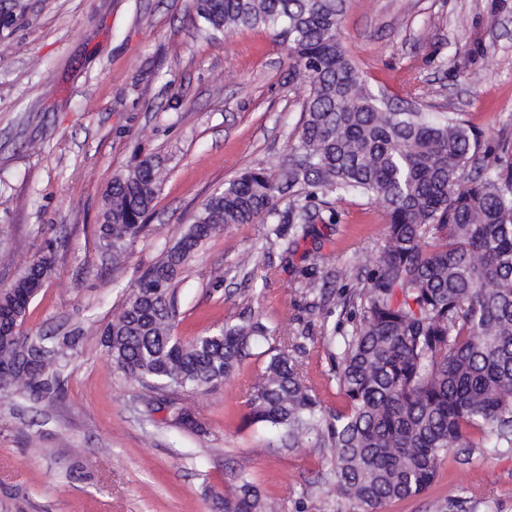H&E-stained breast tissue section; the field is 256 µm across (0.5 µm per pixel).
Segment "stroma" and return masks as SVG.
Wrapping results in <instances>:
<instances>
[{"label": "stroma", "instance_id": "obj_1", "mask_svg": "<svg viewBox=\"0 0 512 512\" xmlns=\"http://www.w3.org/2000/svg\"><path fill=\"white\" fill-rule=\"evenodd\" d=\"M0 29V289L57 243L55 271L31 303L26 332L83 341L57 401L0 389V512H215L239 470L278 512H353L317 441L279 452L245 426L266 359L244 360L221 385L156 396L116 369L101 332L140 273L163 257L202 202L242 171L279 174L297 144L307 82L273 32H200L190 0H21ZM339 33L374 93L420 87L426 112L457 114L487 147L512 138V0H349ZM162 182L146 231L113 263L96 244L103 195L142 159ZM277 216L227 224L185 266L175 286L173 333L187 340L248 316L307 329L299 361L323 402L343 406L328 376L325 338L342 308L311 310L304 257H322L317 282L355 283L371 268L387 219L365 196L318 203L315 236ZM280 228L283 237L271 240ZM272 262L273 275L264 264ZM186 411L201 429L174 427ZM512 512V453L442 462L422 494L381 512Z\"/></svg>", "mask_w": 512, "mask_h": 512}]
</instances>
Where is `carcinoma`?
I'll return each mask as SVG.
<instances>
[{"label":"carcinoma","instance_id":"obj_1","mask_svg":"<svg viewBox=\"0 0 512 512\" xmlns=\"http://www.w3.org/2000/svg\"><path fill=\"white\" fill-rule=\"evenodd\" d=\"M346 0H192L213 33L263 26L287 41L294 71L309 79L297 155L275 178L243 172L200 207L192 224L146 268L103 333L115 367L171 394L215 387L247 357H268L253 384L247 424L276 435L269 448L308 436L335 450L336 490L356 512L424 492L448 452L460 464L486 448L512 452V146L495 153L451 114L403 108L374 95L342 46ZM308 187L302 236L319 196L378 201L387 233L360 288L343 287L350 329L331 336V379L345 400L324 405L292 356L308 334L257 319L182 341L173 336L175 284L193 254L225 224L277 213L282 185ZM157 165L142 160L107 189L98 245L124 257L147 229L160 190ZM55 241L0 289V387L36 400L64 391L61 369L82 329L50 337L18 325L51 276ZM222 512H271L250 473Z\"/></svg>","mask_w":512,"mask_h":512}]
</instances>
